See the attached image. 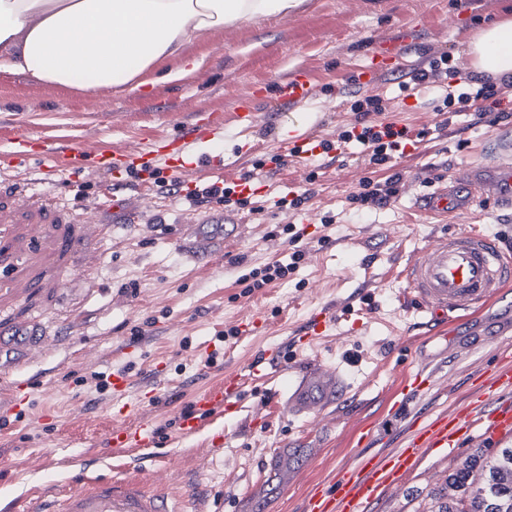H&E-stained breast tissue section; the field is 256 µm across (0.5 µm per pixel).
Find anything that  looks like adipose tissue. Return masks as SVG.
I'll use <instances>...</instances> for the list:
<instances>
[{
    "label": "adipose tissue",
    "instance_id": "ef3b65f1",
    "mask_svg": "<svg viewBox=\"0 0 512 512\" xmlns=\"http://www.w3.org/2000/svg\"><path fill=\"white\" fill-rule=\"evenodd\" d=\"M304 0H0V75L25 74L66 88L77 76L96 85L138 89L163 60L173 77L199 69L184 64L188 48L215 30L301 8ZM471 70L512 82V16L481 28L470 40Z\"/></svg>",
    "mask_w": 512,
    "mask_h": 512
}]
</instances>
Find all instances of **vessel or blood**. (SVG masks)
Returning <instances> with one entry per match:
<instances>
[{"instance_id": "b4317fda", "label": "vessel or blood", "mask_w": 512, "mask_h": 512, "mask_svg": "<svg viewBox=\"0 0 512 512\" xmlns=\"http://www.w3.org/2000/svg\"><path fill=\"white\" fill-rule=\"evenodd\" d=\"M392 45L379 46L362 68L365 75L402 69ZM316 91L305 75L295 74L278 88V103L290 109L313 98ZM220 127L217 116H199L174 136L158 139L137 151H89L76 143L59 146L11 141L0 145V158L13 163L37 159L50 167L60 159L69 166L92 168L112 175L146 174L166 166L178 179H186L196 168L223 169L220 158H205L197 145ZM503 179L512 183V134L499 136L488 148ZM484 185L483 173L469 168L458 182L439 185L416 200L419 209L438 217L468 208ZM404 277L416 309L426 324L446 321L450 314L470 309L497 295L512 282V256L501 251L496 241L471 231H458L439 238L420 250L406 267ZM48 342L42 326L34 320L0 325V356L8 355L9 367L25 364ZM348 385L337 368L313 365L299 371L288 387L286 408L299 416L320 411L345 400ZM239 394L237 379L209 388L195 404L205 413L230 406ZM512 439V352L489 369L478 373L470 384L462 407L444 410L425 418L406 419L399 442L377 439L375 447L359 453L354 467L318 483L305 499L303 512H373L375 506L398 491L433 448L458 447L463 436L474 429ZM113 451L151 449L155 426L142 417L136 426L111 425L106 433ZM35 512H185L183 501L169 498L162 490L149 491L126 476L99 479L83 476L79 487L56 491L41 501Z\"/></svg>"}]
</instances>
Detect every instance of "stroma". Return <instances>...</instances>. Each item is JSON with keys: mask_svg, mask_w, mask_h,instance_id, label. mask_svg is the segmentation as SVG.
<instances>
[{"mask_svg": "<svg viewBox=\"0 0 512 512\" xmlns=\"http://www.w3.org/2000/svg\"><path fill=\"white\" fill-rule=\"evenodd\" d=\"M507 12L512 0H306L297 13L225 27L188 50L202 61L198 71L171 80L163 62L134 91L72 90L1 75L0 142L24 134L128 151L172 135L191 115L217 113L223 126L198 149L223 158L220 177L228 183L268 154L284 153L286 139L336 142L355 119L358 95L388 98L384 120L425 138L398 159L402 179L387 206L351 203L364 180L389 172L347 148L303 163L288 158L267 172L264 193L249 206L227 209L228 226L213 221L215 201L205 191L220 177L209 168L179 187L162 168L119 182L89 170L0 169V231L7 233L0 277L30 284L26 291L0 288V315L39 318L52 336L23 368L0 372V393L29 385L22 404L0 407V512L71 484L80 459L108 454L113 419L132 425L141 411L155 420V456L124 453L126 476L165 486L187 512H302L320 479L356 462L363 431L398 427L394 406L420 357L432 362L433 386L411 412L461 406L472 376L512 350V283L448 325L424 328L402 271L453 231L476 230L512 249V208L491 195L445 223L414 206L434 182L485 165L490 140L512 130V102L495 121L471 109L456 113L434 137L428 128L444 123L435 110L438 88L411 95L398 88L402 75L389 72L365 87L356 74L386 41L410 66L443 53L467 64L473 35ZM298 70L317 94L279 109L276 87ZM245 98L257 113L249 128L233 119ZM20 188L36 200L20 206ZM303 193L308 199L298 212L276 205ZM328 213L334 223L321 226ZM294 221L303 238L291 244L278 230ZM297 249L302 259L287 278L253 293L238 284L239 276ZM329 308L335 318L326 333L301 343L306 320ZM256 309L264 321L259 332L229 335ZM304 361L341 369L347 405L288 416L292 369ZM116 370L129 383L121 398L85 383ZM229 374L242 384L235 412L204 419L195 435L182 436L179 419L194 393ZM500 446L481 436L429 454L378 512H432L450 473Z\"/></svg>", "mask_w": 512, "mask_h": 512, "instance_id": "obj_1", "label": "stroma"}]
</instances>
